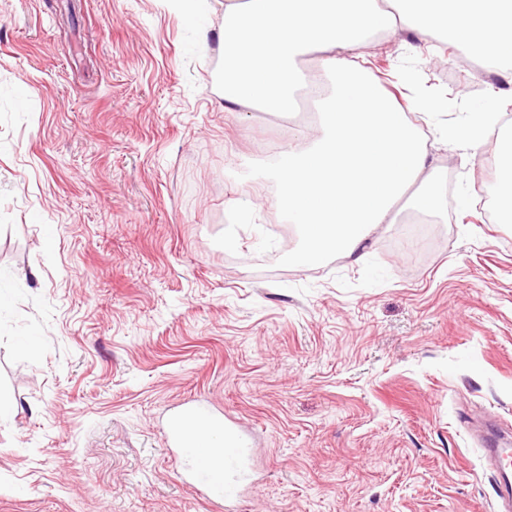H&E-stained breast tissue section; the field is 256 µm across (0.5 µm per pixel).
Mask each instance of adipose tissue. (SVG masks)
Masks as SVG:
<instances>
[{
  "mask_svg": "<svg viewBox=\"0 0 512 512\" xmlns=\"http://www.w3.org/2000/svg\"><path fill=\"white\" fill-rule=\"evenodd\" d=\"M224 0L219 31L224 57L220 95L228 103L290 111L298 62L317 52L334 80L317 98L319 136L281 153L271 170L275 205L304 239L297 262L358 255L369 233L395 223L400 207L441 217L437 168L427 137L393 96L351 58L383 32L438 33L476 45L488 67H512V0ZM500 172L489 194L498 223L512 222V138L497 141Z\"/></svg>",
  "mask_w": 512,
  "mask_h": 512,
  "instance_id": "obj_1",
  "label": "adipose tissue"
}]
</instances>
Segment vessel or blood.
I'll use <instances>...</instances> for the list:
<instances>
[{
  "label": "vessel or blood",
  "mask_w": 512,
  "mask_h": 512,
  "mask_svg": "<svg viewBox=\"0 0 512 512\" xmlns=\"http://www.w3.org/2000/svg\"><path fill=\"white\" fill-rule=\"evenodd\" d=\"M219 434L223 443L218 456L197 455L195 437L200 432ZM167 438L170 446L181 455L187 477L196 489L219 512H228L231 504L242 494L241 484L246 479L245 463L250 454L251 438L233 417L217 418L203 404L178 406L167 420Z\"/></svg>",
  "instance_id": "b4317fda"
}]
</instances>
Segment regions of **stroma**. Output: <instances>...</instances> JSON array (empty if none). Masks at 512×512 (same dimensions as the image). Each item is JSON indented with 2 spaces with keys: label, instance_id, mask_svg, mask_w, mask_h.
Returning <instances> with one entry per match:
<instances>
[{
  "label": "stroma",
  "instance_id": "obj_1",
  "mask_svg": "<svg viewBox=\"0 0 512 512\" xmlns=\"http://www.w3.org/2000/svg\"><path fill=\"white\" fill-rule=\"evenodd\" d=\"M362 53L430 85L433 126L512 120V71L405 32ZM222 68L170 0H0V512H214L162 429L199 398L258 437L238 512H499L495 141L431 147L447 218L407 209L363 261L301 265L255 148L280 119L220 98Z\"/></svg>",
  "mask_w": 512,
  "mask_h": 512
}]
</instances>
